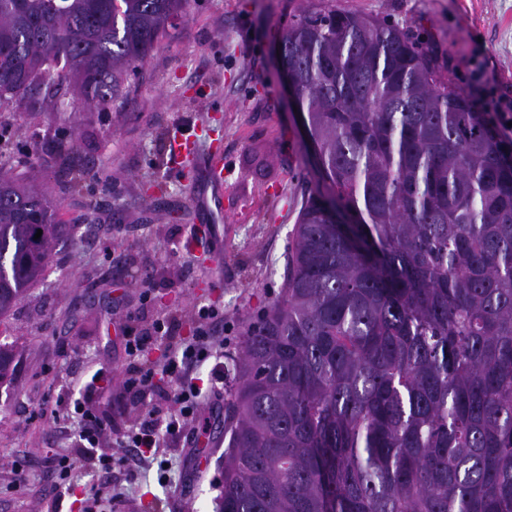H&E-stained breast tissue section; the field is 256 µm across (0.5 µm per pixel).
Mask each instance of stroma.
<instances>
[{
    "label": "stroma",
    "mask_w": 512,
    "mask_h": 512,
    "mask_svg": "<svg viewBox=\"0 0 512 512\" xmlns=\"http://www.w3.org/2000/svg\"><path fill=\"white\" fill-rule=\"evenodd\" d=\"M337 8L406 29L464 93L474 82L462 58L489 60L488 93L512 98V0H332ZM301 0H192L178 31L160 42L127 96L100 112L65 96L37 121L0 112V160L24 172L60 138H76L66 166L41 172L63 223V241L44 280L0 325V342L27 352L20 388L0 393V512H83L98 485V454L112 458L109 501L137 503L139 512H215L224 446L162 434L161 445L125 463L115 438L136 428L149 401L131 399L120 384L128 364L124 328L141 332L158 319L174 323L169 339L141 352L163 388L177 386L165 367L193 342L200 307L216 312L208 359L190 377L207 398L204 418L224 411V371L241 350L247 327L283 292L297 215L312 186L301 116L285 94L275 47ZM197 134L198 155L224 150V220L210 240L191 243L209 223L195 202L204 184L195 157L171 144ZM95 223H87L88 211ZM94 380L92 407L110 428L102 449L79 451L77 415L54 422L62 394ZM71 456L72 492L59 494L48 458ZM15 461L25 483L4 469Z\"/></svg>",
    "instance_id": "1"
}]
</instances>
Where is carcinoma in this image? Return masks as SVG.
I'll use <instances>...</instances> for the list:
<instances>
[{"instance_id": "cac0c4a2", "label": "carcinoma", "mask_w": 512, "mask_h": 512, "mask_svg": "<svg viewBox=\"0 0 512 512\" xmlns=\"http://www.w3.org/2000/svg\"><path fill=\"white\" fill-rule=\"evenodd\" d=\"M188 2L0 0V110L105 107ZM279 40L315 187L227 368L216 512H512V147L395 25L318 0ZM39 173L0 162V320L71 233Z\"/></svg>"}]
</instances>
